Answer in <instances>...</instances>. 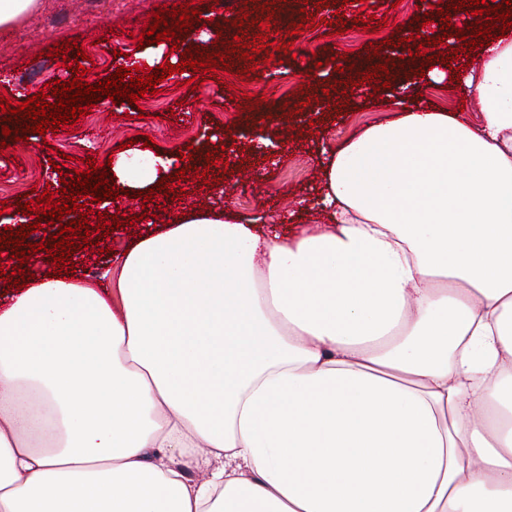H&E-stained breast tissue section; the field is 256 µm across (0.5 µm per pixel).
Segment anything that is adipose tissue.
<instances>
[{"label": "adipose tissue", "mask_w": 512, "mask_h": 512, "mask_svg": "<svg viewBox=\"0 0 512 512\" xmlns=\"http://www.w3.org/2000/svg\"><path fill=\"white\" fill-rule=\"evenodd\" d=\"M470 68L478 123L329 151L321 224L193 209L0 301V512H512V37Z\"/></svg>", "instance_id": "ef3b65f1"}]
</instances>
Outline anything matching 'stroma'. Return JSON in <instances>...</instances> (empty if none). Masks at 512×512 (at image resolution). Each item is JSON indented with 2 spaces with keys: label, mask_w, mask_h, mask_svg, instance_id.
Masks as SVG:
<instances>
[{
  "label": "stroma",
  "mask_w": 512,
  "mask_h": 512,
  "mask_svg": "<svg viewBox=\"0 0 512 512\" xmlns=\"http://www.w3.org/2000/svg\"><path fill=\"white\" fill-rule=\"evenodd\" d=\"M174 0H39L37 8L22 17L15 27L0 32V95L22 102L39 93L49 80L71 81L73 73L61 62L49 59L48 47L69 38H79L90 61L86 63L89 84L95 85L127 65L136 56L137 36L147 16L160 5ZM429 0H237L230 12L211 9L212 0H195L199 15L191 33L180 34L172 52L180 58L183 50H198L200 57L223 53L228 72L207 78L204 85L190 89L186 81L192 68L163 78L157 94L137 103H113L102 98L76 126L46 132L44 141L12 143L0 155V202L9 208L0 214V229L19 228L23 210L19 203L30 190L57 191L64 174L86 169L87 157L106 164L118 156L121 144L134 138L152 136L153 154L176 156V168L207 166V159L226 158L228 168L207 166L216 186L204 188L181 178L190 196L181 201L160 197L162 207L157 224L170 215L192 207L221 204L245 216H263L267 228L288 235L297 225L315 223L320 159L323 150L335 149L366 127L391 119L385 101L389 93H401L418 105L445 111L463 110L471 122H479V107L462 101L452 76L454 67H443L441 58L415 56L416 75L390 79L389 85L373 91L361 81V65L399 60L408 52L402 43L412 31L421 29L446 48H459L455 37H445L443 28L431 23L421 26ZM384 17L388 26L378 34L364 33L355 19ZM322 23L317 30L297 33L313 17ZM270 22L277 52L262 50L256 62L266 70L248 72V63L237 50V37H254L261 22ZM220 33L221 43L210 39ZM293 52H285L286 44ZM354 64L348 77L359 91L346 102L322 98L310 81L321 78L324 85L336 79L334 58ZM444 69L447 78L436 83L419 77L422 69ZM240 85L243 95L227 98L228 86ZM267 94V101L252 103L251 94ZM278 116L277 125L265 124L267 116ZM220 141H213V133ZM229 149H221V141ZM191 146L190 162L180 161L181 147ZM141 198L120 196L108 207V214L125 213L133 225L112 231L100 241V250L85 252L82 268L70 273L73 281L95 282L112 266V251L130 245L134 232L143 228Z\"/></svg>",
  "instance_id": "stroma-1"
}]
</instances>
